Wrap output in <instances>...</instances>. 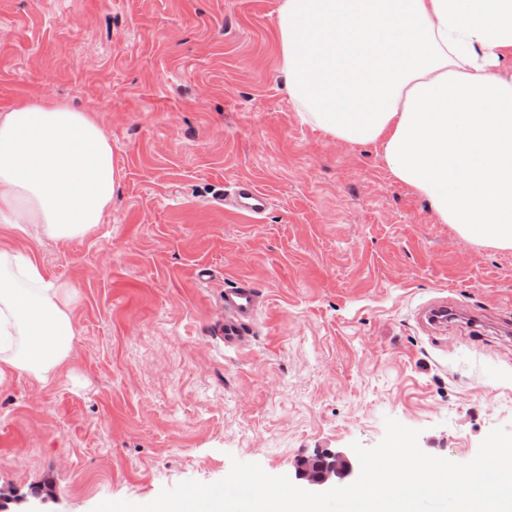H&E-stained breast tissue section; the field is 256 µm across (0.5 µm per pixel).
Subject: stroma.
Masks as SVG:
<instances>
[{
  "label": "stroma",
  "mask_w": 512,
  "mask_h": 512,
  "mask_svg": "<svg viewBox=\"0 0 512 512\" xmlns=\"http://www.w3.org/2000/svg\"><path fill=\"white\" fill-rule=\"evenodd\" d=\"M278 4L0 0V109L48 95L88 112L119 173L92 235L6 240L78 291L70 379L0 385V486L42 512L147 503L235 459L291 478L301 456L375 446L388 417L456 463L512 429V250L441 223L379 144L300 120ZM242 179L271 206L225 218L213 202ZM239 275L265 307L228 353L215 331ZM442 300L482 340L423 324Z\"/></svg>",
  "instance_id": "obj_1"
}]
</instances>
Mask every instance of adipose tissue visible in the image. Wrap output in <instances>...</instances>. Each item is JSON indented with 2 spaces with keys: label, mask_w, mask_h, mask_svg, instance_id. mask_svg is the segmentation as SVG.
<instances>
[{
  "label": "adipose tissue",
  "mask_w": 512,
  "mask_h": 512,
  "mask_svg": "<svg viewBox=\"0 0 512 512\" xmlns=\"http://www.w3.org/2000/svg\"><path fill=\"white\" fill-rule=\"evenodd\" d=\"M280 0L281 72L302 122L377 143L390 172L468 239L512 248V0ZM112 143L47 96L0 111V230L67 243L112 208ZM76 290L33 252L0 249V385L62 382Z\"/></svg>",
  "instance_id": "1"
}]
</instances>
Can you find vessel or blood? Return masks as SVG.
Wrapping results in <instances>:
<instances>
[{"mask_svg": "<svg viewBox=\"0 0 512 512\" xmlns=\"http://www.w3.org/2000/svg\"><path fill=\"white\" fill-rule=\"evenodd\" d=\"M270 195L249 180L235 183L231 191L216 199L218 208L225 214L235 216H259L270 207ZM224 323L220 339L225 349L241 350L250 343V326L263 308L260 296L250 279L235 278L233 285L225 289Z\"/></svg>", "mask_w": 512, "mask_h": 512, "instance_id": "obj_1", "label": "vessel or blood"}]
</instances>
